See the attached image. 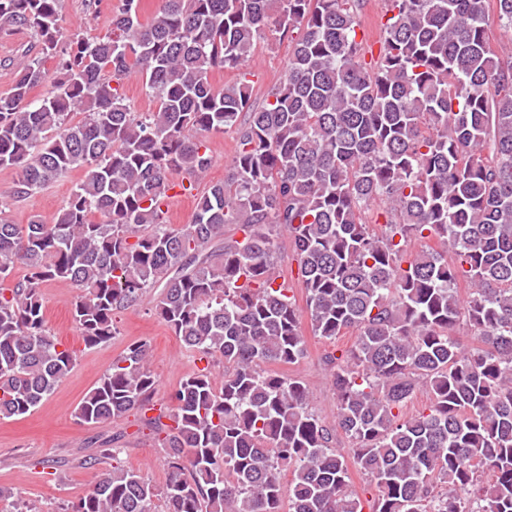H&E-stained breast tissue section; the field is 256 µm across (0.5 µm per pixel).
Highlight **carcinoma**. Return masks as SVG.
I'll return each mask as SVG.
<instances>
[{
	"mask_svg": "<svg viewBox=\"0 0 512 512\" xmlns=\"http://www.w3.org/2000/svg\"><path fill=\"white\" fill-rule=\"evenodd\" d=\"M58 3L0 0V34L29 29L40 46L0 96L13 196L83 172L50 224L0 210V419L32 412L73 367L46 323L49 282L76 289L89 347L161 288L153 314L203 363L174 407L144 418L165 484L116 463L69 512H282L285 497L288 512H363L308 388L264 368L305 354L277 282L283 232L313 335L356 334L327 365L336 429L376 488L370 512H512V56L487 36L491 7L512 30V0H385L376 54L357 39L364 0H164L148 22L140 0H120L112 32L93 38L65 34ZM270 28L289 56L263 102L245 73L215 89L210 70L242 67ZM132 73L156 111H130ZM232 128L227 178L174 228L173 176L192 190L207 138ZM226 224L242 238L224 241ZM461 324L479 346L462 345ZM218 362L231 366L220 382ZM155 388L149 345L134 343L77 417L145 415ZM421 388L428 406L405 416Z\"/></svg>",
	"mask_w": 512,
	"mask_h": 512,
	"instance_id": "cac0c4a2",
	"label": "carcinoma"
}]
</instances>
